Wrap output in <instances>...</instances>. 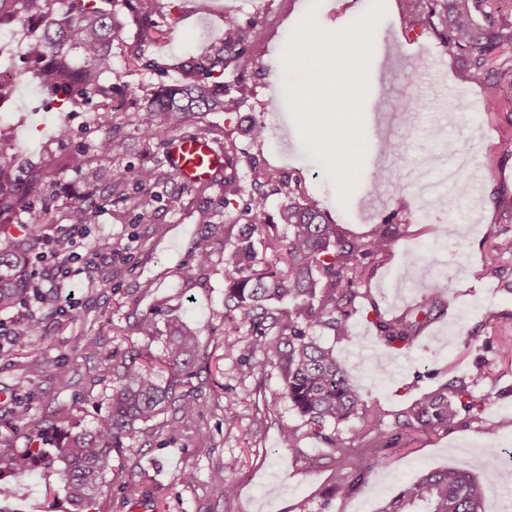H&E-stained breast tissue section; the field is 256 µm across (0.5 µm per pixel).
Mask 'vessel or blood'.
Listing matches in <instances>:
<instances>
[{
    "label": "vessel or blood",
    "mask_w": 512,
    "mask_h": 512,
    "mask_svg": "<svg viewBox=\"0 0 512 512\" xmlns=\"http://www.w3.org/2000/svg\"><path fill=\"white\" fill-rule=\"evenodd\" d=\"M166 163L183 184L193 187L211 182L224 165V153L210 140L177 136L169 141Z\"/></svg>",
    "instance_id": "vessel-or-blood-1"
}]
</instances>
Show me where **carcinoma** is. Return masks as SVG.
<instances>
[{
  "instance_id": "1",
  "label": "carcinoma",
  "mask_w": 512,
  "mask_h": 512,
  "mask_svg": "<svg viewBox=\"0 0 512 512\" xmlns=\"http://www.w3.org/2000/svg\"><path fill=\"white\" fill-rule=\"evenodd\" d=\"M52 0H0V25L32 20L41 32L27 42L28 54L38 68L35 76L50 95L75 88L82 99L110 98L120 92L119 84L106 85L102 75L112 71V44L120 40L124 24L119 12H107L97 0H68L69 18L64 24L53 17ZM155 0H122L144 31L163 36ZM413 10L404 20L405 31H420L440 40L448 56L461 61V79L485 88L488 96L497 94L496 80L512 71V0H411ZM258 25L229 13L224 18V35L206 49L181 63L182 81L163 84L152 93L143 108L139 125L143 133L155 136L163 128L175 127L191 112H236L245 89L224 81V73L249 71L256 65L251 30ZM81 53L83 64L75 65L71 50ZM8 147L0 141V312L9 313L26 303L32 258L42 238V216L33 211V202L45 197L48 184L59 173L54 157L46 155L40 166L21 179L5 155ZM242 162L233 144L224 148V205L240 195L238 166ZM255 189L241 199L240 217L245 221L241 240L224 250V303L233 304L250 324L245 343L235 339L227 349L237 347L250 369L262 371L272 361L284 372L282 395L336 453V461L346 472L335 487L345 497L365 484L369 474L381 465L372 456L354 462V449L338 437L324 433L352 418L361 420L360 437L371 433L388 438L380 427L387 413L362 399L351 381V368L333 352L307 336L304 323L323 325L338 333H350L348 307L359 294L363 262L387 249L388 236L378 233L365 241L346 238L339 225L323 213L297 178L269 169L259 170L251 162ZM158 177L157 168L143 166L134 174L141 195L124 192L123 179L112 183L117 200L128 202L138 211L137 219L152 223L148 195ZM282 199L280 223L288 226L284 238L269 235L265 250L271 259L258 261L251 238L274 223L268 200ZM464 197L458 189L440 194L433 208L460 212ZM211 253L200 249L194 263L180 274L192 280L199 269L209 264ZM288 298L293 308L274 312L270 300ZM444 312L441 292L432 287L420 302L404 313L375 319L381 344L388 349H410L421 332ZM198 340L183 324L170 327L166 341V364L171 373L188 368L196 358ZM112 358L110 413L93 431L65 437L63 475L69 497L82 507L100 493L104 476L112 470V450L135 441L143 425L176 407L185 419L196 410L193 400L175 397L173 385L158 381L155 366L141 355L128 352ZM492 394L475 399L462 379H455L423 394L398 416L399 428L422 432H446L461 421L464 413L491 401ZM33 454L25 457L0 454V473L23 475L32 465ZM498 470L489 463L483 478L466 471L447 468L429 471L401 484L397 493L385 500L378 512H483V483L497 478Z\"/></svg>"
}]
</instances>
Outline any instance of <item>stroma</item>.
Here are the masks:
<instances>
[{
    "mask_svg": "<svg viewBox=\"0 0 512 512\" xmlns=\"http://www.w3.org/2000/svg\"><path fill=\"white\" fill-rule=\"evenodd\" d=\"M311 0H223L225 11L241 20L259 19L253 31L257 55L248 76L231 75L246 95L239 112H210L179 128V135L205 129L217 146L233 142L238 153L254 158L255 166L240 165L239 187H254L253 167L273 168L300 179L306 193L350 237L364 240L388 230L385 256L369 259L360 293L351 305L352 331L340 335L314 325L307 332L338 359L351 364L352 379L368 404L388 413L383 424L392 433L389 445L360 438V450L379 455L383 466L351 495L333 493L342 472L329 446L313 435L310 425L282 397V373L277 366L254 372L239 352L224 349L228 333L246 336L240 311L224 304V248L235 245L240 227L236 206H225L224 188L205 196L181 184L164 161L159 138H147L138 115L154 89L180 77L178 65L191 51L201 50L200 24H209L219 38L223 21L196 10V0H158L168 20L167 35L145 40L129 10L120 41L112 45V72L105 83H121L124 95L106 100L92 97L79 106L40 90L26 57L28 28L0 33V71L16 79L15 91L0 101V136L18 176L39 164L44 154L56 157L59 176L49 185L51 217L43 232L68 223L77 202L92 213L89 242L98 257L92 285H78L74 307L67 313H44L45 333L33 337L34 349L24 354L0 348V453L33 450L28 476L10 478L13 494L0 500V512H131L126 485L137 481L146 512H378L400 485L441 468L475 473L486 466L488 448H495L499 477L487 485L485 512H512V428L502 426L512 414V252L498 254L496 243L512 239V205L504 186L512 187V73L500 80L497 98L463 82L460 65L431 36L408 37L402 28L406 12L400 0H386L387 13L378 23L365 108L369 159L348 208L336 200L332 178L323 160L304 145L286 105L281 54L286 36L299 25ZM422 58L417 86L388 82L390 71ZM111 110L112 125L103 127L98 112ZM263 121L269 137L258 142L250 135L252 120ZM66 123V141L54 136ZM401 132L405 150L393 157L385 152L389 131ZM122 142L121 154L97 156L94 147L104 136ZM455 152L467 156L458 174L467 186L461 214L431 211L415 194V180L429 157ZM157 167L153 189L154 221L137 223L128 203L111 194L114 175L125 174L128 193H135L133 172L140 165ZM99 172L87 185V170ZM183 199L180 208L167 204ZM211 252L210 264L194 280L180 276L193 263L200 247ZM425 253L436 272L446 311L426 328L417 343L402 351L385 350L373 324L376 314L395 315L420 300L427 284L402 281L416 253ZM493 259L496 275L483 272ZM494 312L495 325L485 323ZM154 319L159 331L139 332L141 320ZM183 322L194 329L199 353L191 375L172 377L162 370V383H174L177 394L191 398L196 411L190 420L175 422L167 412L145 426L139 441L112 454V470L101 494L84 509L73 506L62 475L64 431L93 428L108 413L112 367L102 353L138 349L154 361L164 358V329ZM97 339L101 354L85 351ZM384 356L386 370L377 375L375 359ZM470 383L475 395L493 393L492 403L479 406L462 423L446 432L428 434L396 429L393 417L423 393L449 379ZM70 413L68 422L53 419L57 408ZM44 416L40 433H32L23 414ZM498 424L489 436L488 424ZM297 431L294 446L282 441L284 426ZM236 462L228 480L235 491L224 496L211 480L225 460ZM192 481H182V474Z\"/></svg>",
    "mask_w": 512,
    "mask_h": 512,
    "instance_id": "35a3bbf8",
    "label": "stroma"
}]
</instances>
